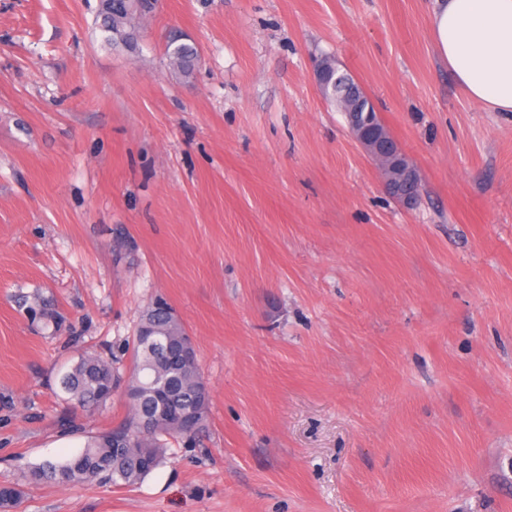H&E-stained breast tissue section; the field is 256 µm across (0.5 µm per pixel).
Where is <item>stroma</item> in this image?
Instances as JSON below:
<instances>
[{
  "label": "stroma",
  "instance_id": "1",
  "mask_svg": "<svg viewBox=\"0 0 512 512\" xmlns=\"http://www.w3.org/2000/svg\"><path fill=\"white\" fill-rule=\"evenodd\" d=\"M97 4L0 0L15 512H512V114L440 61L430 0H163L134 54ZM324 57L414 164L415 207L319 94ZM158 298L195 345L205 431L133 486L23 484L84 443L61 374L122 355ZM181 38L170 35L166 43V55L170 65L183 74L189 75L193 72L199 62L197 48L193 44L179 43Z\"/></svg>",
  "mask_w": 512,
  "mask_h": 512
}]
</instances>
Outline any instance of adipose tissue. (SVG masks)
I'll use <instances>...</instances> for the list:
<instances>
[{"instance_id": "1", "label": "adipose tissue", "mask_w": 512, "mask_h": 512, "mask_svg": "<svg viewBox=\"0 0 512 512\" xmlns=\"http://www.w3.org/2000/svg\"><path fill=\"white\" fill-rule=\"evenodd\" d=\"M430 28L468 97L512 113V0H432Z\"/></svg>"}]
</instances>
